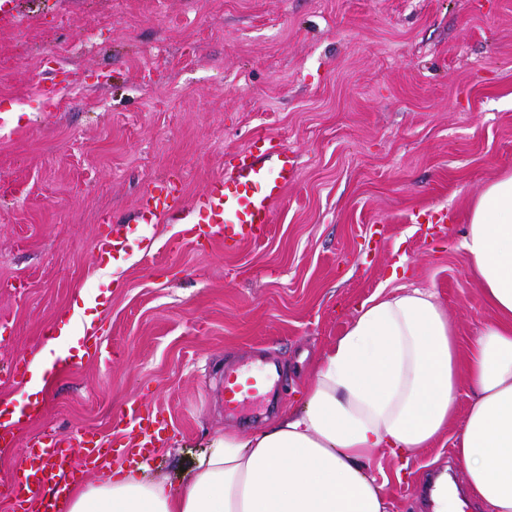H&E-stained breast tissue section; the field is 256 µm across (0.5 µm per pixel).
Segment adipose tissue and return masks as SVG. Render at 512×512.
I'll return each mask as SVG.
<instances>
[{"label": "adipose tissue", "instance_id": "1", "mask_svg": "<svg viewBox=\"0 0 512 512\" xmlns=\"http://www.w3.org/2000/svg\"><path fill=\"white\" fill-rule=\"evenodd\" d=\"M461 248L496 312L467 358L431 291L373 296L317 357L300 402L250 434L225 431L179 483L120 467L73 491L68 512H389L373 453L431 447L464 387L455 456L483 512H512V171L473 203Z\"/></svg>", "mask_w": 512, "mask_h": 512}]
</instances>
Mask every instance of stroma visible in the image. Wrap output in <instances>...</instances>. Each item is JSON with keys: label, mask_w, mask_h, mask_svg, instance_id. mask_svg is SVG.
<instances>
[{"label": "stroma", "mask_w": 512, "mask_h": 512, "mask_svg": "<svg viewBox=\"0 0 512 512\" xmlns=\"http://www.w3.org/2000/svg\"><path fill=\"white\" fill-rule=\"evenodd\" d=\"M0 27V366L31 359L80 300L108 294L96 356L46 375L42 418L0 448V482L44 432L121 440L135 404L171 429L147 477L179 482L225 431L300 401L309 363L358 305L432 291L468 344L492 318L460 247L472 203L512 169V0H19ZM295 150L265 240L182 245L134 218L145 190L183 205L251 137ZM446 213L443 224L428 216ZM129 223L121 265L93 242ZM279 379L239 407L224 374ZM453 434L380 450L390 512H425L427 462L465 485Z\"/></svg>", "instance_id": "obj_1"}]
</instances>
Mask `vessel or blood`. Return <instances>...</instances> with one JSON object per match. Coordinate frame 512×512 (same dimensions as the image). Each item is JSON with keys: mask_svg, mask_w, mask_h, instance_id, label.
<instances>
[{"mask_svg": "<svg viewBox=\"0 0 512 512\" xmlns=\"http://www.w3.org/2000/svg\"><path fill=\"white\" fill-rule=\"evenodd\" d=\"M299 170L296 154L272 137L258 135L236 151L222 174L209 179L205 190L189 208H181L182 190L169 184L166 197L147 194L138 213L142 224H155L164 219L179 218L182 241H222L237 246L257 242L268 236L276 206L283 200L289 183ZM128 249L121 223L112 221L97 234L94 250L98 256L117 257ZM89 353L86 338H78L64 355L50 359L53 368L78 366ZM124 419L127 428L139 440L140 447L152 448L162 442L169 424L166 420L143 414L129 407ZM86 470L100 471L109 467L115 450L111 441L79 439ZM63 438L43 435L29 441L20 474L11 483L16 512H67L66 491L60 485L70 466L68 448Z\"/></svg>", "mask_w": 512, "mask_h": 512, "instance_id": "1", "label": "vessel or blood"}]
</instances>
